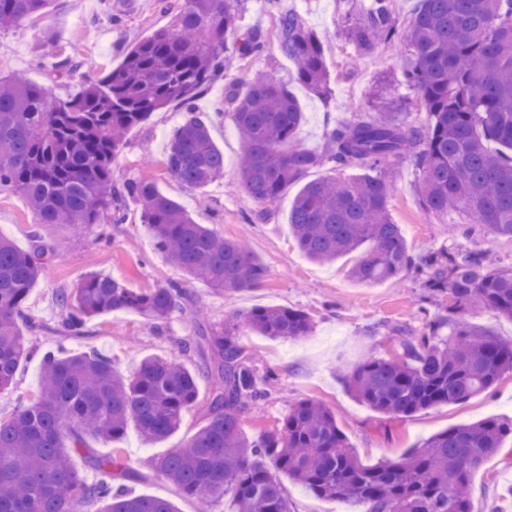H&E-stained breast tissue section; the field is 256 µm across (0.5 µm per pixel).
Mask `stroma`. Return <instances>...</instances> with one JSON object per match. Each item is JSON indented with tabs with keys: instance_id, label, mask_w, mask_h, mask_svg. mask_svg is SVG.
<instances>
[{
	"instance_id": "1",
	"label": "stroma",
	"mask_w": 512,
	"mask_h": 512,
	"mask_svg": "<svg viewBox=\"0 0 512 512\" xmlns=\"http://www.w3.org/2000/svg\"><path fill=\"white\" fill-rule=\"evenodd\" d=\"M182 0H56L40 22L0 32V77L23 74L29 81L51 86L62 99L82 83L120 65L123 50L165 27L170 13ZM368 0H243L241 21L264 39V50L254 60L241 61L231 79L251 78L260 72L287 77L297 98L303 120L295 139L308 150H322L336 123L355 112L375 111L386 102L392 111L409 120H423L418 99L403 81L404 45L395 39L362 52L339 34L345 21L364 19ZM295 10L320 38L332 41L327 59L330 73L328 96L317 95L297 80L295 67L278 49V9ZM76 57L80 66L67 78L51 80L49 67L57 53ZM229 78V79H230ZM227 81V80H226ZM225 80H218L198 99L199 111L212 113L213 139L224 154V178L206 190L176 181L165 165L169 138L183 121L179 108L153 113L134 127L117 163L115 181L137 177L155 186L196 215L199 223L225 238L245 242L266 268L265 280L247 290L220 294L207 283L189 279L167 255L156 250L151 233L139 211L127 205L121 224H90L80 234L63 225L38 223L26 200L0 189V235L26 250L33 234H40L53 253L43 275L32 287L26 312L38 323L30 339L39 350L78 352L96 350L111 357L115 369L131 375L148 356L173 357L197 374L199 394L177 431L146 442L136 427H128L117 442L89 440L99 455L119 448L141 478L134 493L170 500L178 512H198L195 499L184 496L152 468L155 459L186 444L206 423L209 380L195 351L181 350V342H193L194 332L186 319L174 315L166 329L132 311L119 310L93 318L82 338L60 339L53 328L63 318L56 304L58 292L75 287L90 272L124 280L132 288H151L179 282L191 304L203 306L212 325L239 324V341L260 355L259 367L273 378L268 398L250 406L244 429L255 437L279 427L288 409L302 399H314L336 414L339 428L363 464L400 462L423 447L435 433L449 427L488 417L512 420V373L504 375L489 392L465 403L443 405L395 418L375 412L348 390L344 372L370 356L390 357L399 350L396 328L415 332L449 304L447 295L428 293L419 274L412 270L379 283H359L348 275L353 256L329 264L308 259L299 249L288 224V212L300 190L292 184L274 206L267 222L254 218V206L240 184L237 161L240 143L231 114L217 115L224 100ZM419 171L404 159L393 166L390 212L399 224L408 252L425 255L450 247H477L503 265H512V240L497 237L476 224L470 236L449 235L457 223L453 214H437L420 203L416 187ZM283 306L306 312L313 329L297 339H272L256 335L244 326L247 313L256 307ZM381 333H374V326ZM39 358L22 363L13 385L0 392V417H10L36 395ZM274 478L283 487L292 512H361L341 500L316 498L304 486L281 471ZM473 512H512V440H504L495 456L470 477Z\"/></svg>"
}]
</instances>
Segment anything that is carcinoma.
<instances>
[{
	"mask_svg": "<svg viewBox=\"0 0 512 512\" xmlns=\"http://www.w3.org/2000/svg\"><path fill=\"white\" fill-rule=\"evenodd\" d=\"M54 0H0V30L19 28L49 11ZM242 0H183L170 23L124 50L123 63L60 99L21 74L0 77V187L23 195L40 224L77 228L113 212L120 222L137 203L155 247L193 279L213 289L241 291L263 282V263L241 242L199 224L151 182H112V163L132 128L167 107L185 112L165 164L183 184L202 188L224 177V153L211 136L212 116L196 101L224 76L230 55L242 60L263 50L255 30L237 25ZM279 50L296 63L297 78L328 92V50L292 10L277 15ZM364 52L398 35L389 0H370L363 22L342 31ZM403 77L416 94L424 124L396 112H358L333 127L324 150L295 143L303 112L288 81L258 74L225 88L242 140L240 184L268 220L288 186L311 169L332 164L334 174L306 182L288 224L312 261L331 263L357 254L352 279L372 283L414 268L424 286L448 294L446 313L424 330L400 337L402 353L374 357L348 376L363 404L396 417L463 403L512 372V345L465 318L484 306L512 319V266H498L477 248H443L415 258L390 209V171L411 159L420 170L418 195L438 214L482 224L512 239V0H419L407 20ZM60 54L53 77L73 73ZM355 169L351 177L343 171ZM40 236L28 250L0 237V391L11 386L31 353L23 335L24 304L50 260ZM71 336L88 320L130 310L163 324L187 314L185 292L169 281L133 289L91 274L58 295ZM258 336L296 339L312 329L297 309L270 306L250 312ZM195 346L212 381L207 424L155 470L201 512L229 496L224 512H291L269 465L319 499L355 502L363 512H471L469 477L512 435V422L488 418L431 436L402 463L360 462L325 404L301 400L280 428L249 437L242 418L266 396L268 374L238 342V326L194 324ZM35 398L0 419V512H176L169 500L132 493L139 473L121 456L95 455L86 436L113 441L134 424L147 440L175 432L197 400V375L174 358L146 357L133 376L117 373L97 352L42 357ZM84 454L96 472L84 482L72 458Z\"/></svg>",
	"mask_w": 512,
	"mask_h": 512,
	"instance_id": "carcinoma-1",
	"label": "carcinoma"
}]
</instances>
